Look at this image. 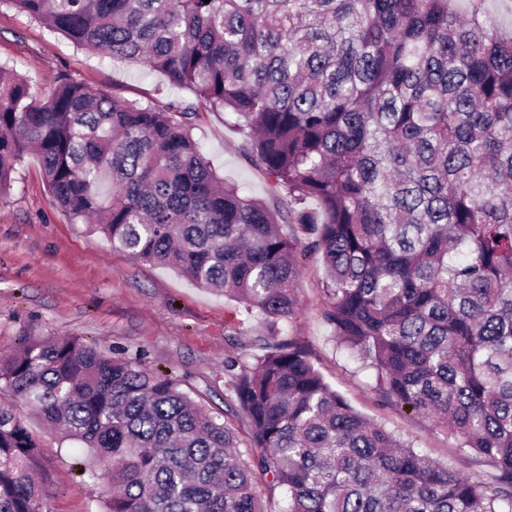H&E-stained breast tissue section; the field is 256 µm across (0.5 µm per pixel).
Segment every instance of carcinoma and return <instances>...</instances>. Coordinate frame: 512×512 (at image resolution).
Instances as JSON below:
<instances>
[{
	"label": "carcinoma",
	"mask_w": 512,
	"mask_h": 512,
	"mask_svg": "<svg viewBox=\"0 0 512 512\" xmlns=\"http://www.w3.org/2000/svg\"><path fill=\"white\" fill-rule=\"evenodd\" d=\"M199 104H149L0 65V190L34 153L112 248L257 312L296 314L316 235L337 344L488 473L462 475L357 412L295 341L230 377L250 447L164 375L77 338L0 358V512H47L33 411L88 449L104 512H512V27L486 0H0ZM246 131L269 200L220 177L201 109Z\"/></svg>",
	"instance_id": "carcinoma-1"
}]
</instances>
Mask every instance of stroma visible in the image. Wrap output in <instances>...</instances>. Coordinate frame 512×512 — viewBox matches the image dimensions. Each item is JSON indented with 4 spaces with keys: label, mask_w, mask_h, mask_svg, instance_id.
Returning <instances> with one entry per match:
<instances>
[{
    "label": "stroma",
    "mask_w": 512,
    "mask_h": 512,
    "mask_svg": "<svg viewBox=\"0 0 512 512\" xmlns=\"http://www.w3.org/2000/svg\"><path fill=\"white\" fill-rule=\"evenodd\" d=\"M0 64L35 78L44 97L54 77L65 73L127 99H194L158 73L76 47L6 2L0 5ZM193 136L226 181L266 197L263 174L245 159L244 132L225 123L223 113H201ZM282 232L298 243V309L271 337L235 301L198 288L176 270L134 260L88 225L71 221L48 191L38 159L27 155L0 191V354L12 353L27 337L93 342L172 376L211 414L239 426L243 420L227 398L228 364L254 365L264 345L292 338L355 409L440 465L465 475L485 471L479 458L459 454L445 433L385 397L374 371L337 346L325 316V271L314 237L296 224L283 225ZM40 457L49 512H101L104 484L79 477L85 449L43 434Z\"/></svg>",
    "instance_id": "35a3bbf8"
}]
</instances>
